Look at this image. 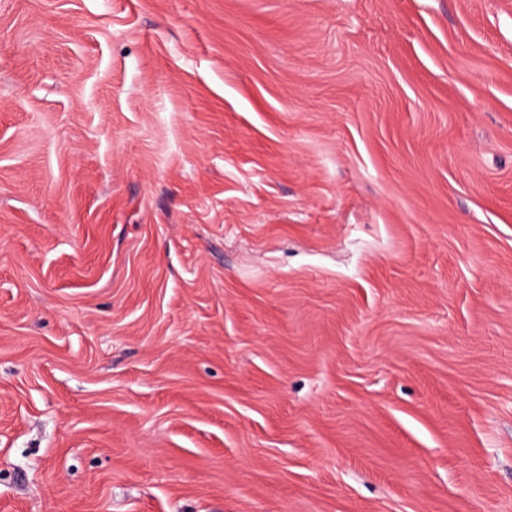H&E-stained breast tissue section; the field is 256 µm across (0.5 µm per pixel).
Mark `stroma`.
Masks as SVG:
<instances>
[{"label": "stroma", "instance_id": "stroma-1", "mask_svg": "<svg viewBox=\"0 0 512 512\" xmlns=\"http://www.w3.org/2000/svg\"><path fill=\"white\" fill-rule=\"evenodd\" d=\"M0 512H512V0H0Z\"/></svg>", "mask_w": 512, "mask_h": 512}]
</instances>
